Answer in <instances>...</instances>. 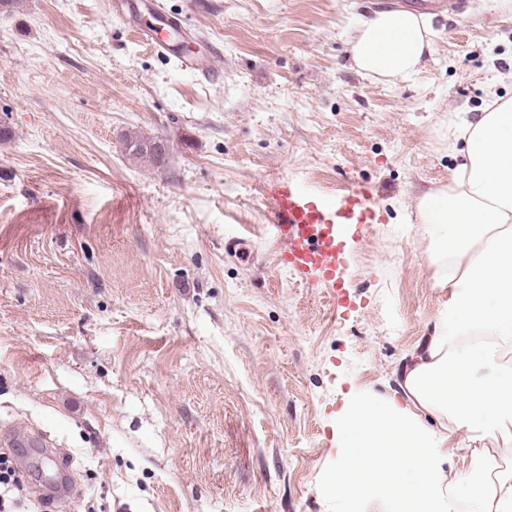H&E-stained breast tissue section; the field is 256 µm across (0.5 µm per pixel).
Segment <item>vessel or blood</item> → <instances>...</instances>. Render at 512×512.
Here are the masks:
<instances>
[{
	"label": "vessel or blood",
	"mask_w": 512,
	"mask_h": 512,
	"mask_svg": "<svg viewBox=\"0 0 512 512\" xmlns=\"http://www.w3.org/2000/svg\"><path fill=\"white\" fill-rule=\"evenodd\" d=\"M118 18H138V28L156 52L170 53L167 31L175 20L166 16L161 0H112ZM180 70L207 82L217 79L213 58L196 53L178 57ZM265 214L280 263L307 288L335 293L349 239L368 233L382 216L370 187L354 183L343 193L327 196L287 182L272 185Z\"/></svg>",
	"instance_id": "b4317fda"
}]
</instances>
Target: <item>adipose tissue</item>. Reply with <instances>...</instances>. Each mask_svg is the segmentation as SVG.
<instances>
[{"mask_svg": "<svg viewBox=\"0 0 512 512\" xmlns=\"http://www.w3.org/2000/svg\"><path fill=\"white\" fill-rule=\"evenodd\" d=\"M434 38L426 15L383 11L350 54L357 72L394 83L420 71ZM448 143L462 145L463 163L417 204L447 296L401 369V397L353 395L337 416L330 483L348 512L370 497L392 512H512V469L474 447L512 441V99L449 118Z\"/></svg>", "mask_w": 512, "mask_h": 512, "instance_id": "1", "label": "adipose tissue"}]
</instances>
